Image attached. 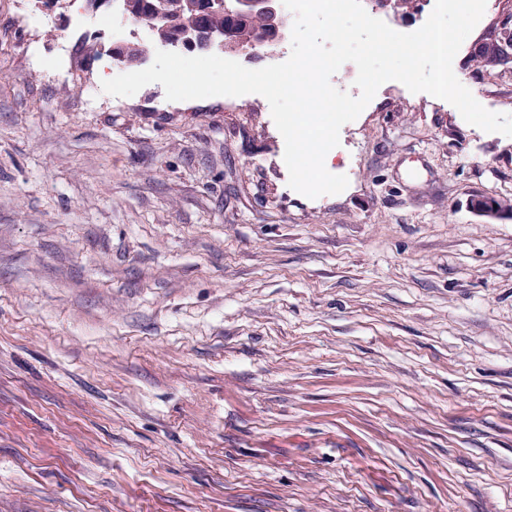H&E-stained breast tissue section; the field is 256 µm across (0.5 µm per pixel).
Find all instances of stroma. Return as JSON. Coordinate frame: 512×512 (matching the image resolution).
Listing matches in <instances>:
<instances>
[{"label": "stroma", "mask_w": 512, "mask_h": 512, "mask_svg": "<svg viewBox=\"0 0 512 512\" xmlns=\"http://www.w3.org/2000/svg\"><path fill=\"white\" fill-rule=\"evenodd\" d=\"M133 30L0 0V512H512V137L388 81L311 199L263 96L104 93ZM137 49V45L133 41L126 42L122 45V53L118 54L116 53L115 49H113L114 58L119 59L117 60V63L120 65H123L124 67L128 68H135L140 67V63L138 61V55L137 54H130L127 55L124 59L123 58L126 54L135 52ZM81 51L85 58H88L89 60H95L100 57H102L104 54L108 55L114 59L112 56V53L109 51V48H105V45L102 44L101 41H98V38H94L90 41H84L81 45ZM109 53V54H107ZM112 60L106 61L100 71V81L104 86L112 88V81L115 79V76L117 72L119 71V68L115 65ZM115 60V59H114ZM116 61V60H115Z\"/></svg>", "instance_id": "1"}]
</instances>
